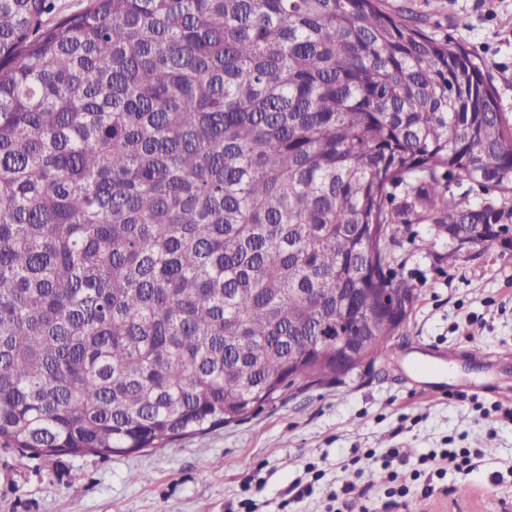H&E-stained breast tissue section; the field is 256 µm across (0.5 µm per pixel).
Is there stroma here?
<instances>
[{
	"label": "stroma",
	"instance_id": "35a3bbf8",
	"mask_svg": "<svg viewBox=\"0 0 512 512\" xmlns=\"http://www.w3.org/2000/svg\"><path fill=\"white\" fill-rule=\"evenodd\" d=\"M384 8L427 34L468 49L488 69L512 115V0H384ZM387 271L407 281L413 305L384 356L322 386L298 383L246 421L108 457L36 456L0 447V512H230L253 497L259 512H280L288 487L323 477L289 512H324L354 449L376 456L406 449L411 458L465 448L477 466L467 480L445 476L447 495L422 498L410 482L412 512H512V248L456 250L430 224H401ZM481 355L472 358V347ZM441 361L448 393L415 390L411 368ZM470 390L456 392L458 382ZM148 472L149 482L133 473Z\"/></svg>",
	"mask_w": 512,
	"mask_h": 512
}]
</instances>
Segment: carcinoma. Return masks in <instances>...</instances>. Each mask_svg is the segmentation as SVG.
<instances>
[{
	"label": "carcinoma",
	"instance_id": "1",
	"mask_svg": "<svg viewBox=\"0 0 512 512\" xmlns=\"http://www.w3.org/2000/svg\"><path fill=\"white\" fill-rule=\"evenodd\" d=\"M0 0V443L108 457L383 355L395 225L512 226L485 64L381 0ZM471 181V204L451 181Z\"/></svg>",
	"mask_w": 512,
	"mask_h": 512
}]
</instances>
